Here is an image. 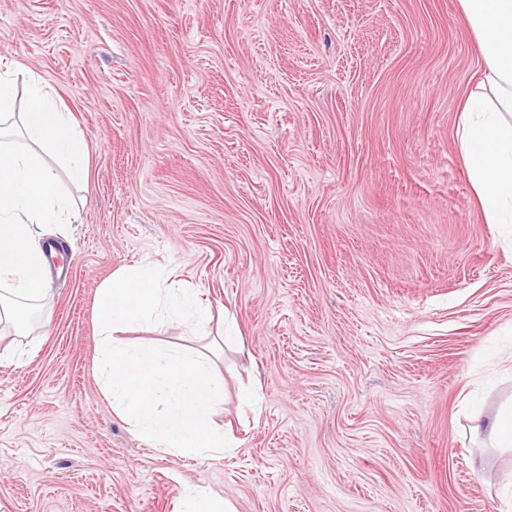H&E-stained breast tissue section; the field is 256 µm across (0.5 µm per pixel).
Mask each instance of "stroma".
Wrapping results in <instances>:
<instances>
[{
  "label": "stroma",
  "mask_w": 512,
  "mask_h": 512,
  "mask_svg": "<svg viewBox=\"0 0 512 512\" xmlns=\"http://www.w3.org/2000/svg\"><path fill=\"white\" fill-rule=\"evenodd\" d=\"M0 59L55 88L89 151L49 327L0 334V512H499L512 454V224L464 165L484 62L458 0H0ZM165 267L225 334L231 446H149L112 410L100 287ZM135 345L202 348L173 322ZM259 382L253 406L241 393ZM473 422V433L486 436L492 448L512 451V401L502 404L495 414L485 420L477 416ZM180 512H235L232 505L211 495L205 488L188 484L180 494Z\"/></svg>",
  "instance_id": "obj_1"
}]
</instances>
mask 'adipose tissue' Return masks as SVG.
<instances>
[{
  "mask_svg": "<svg viewBox=\"0 0 512 512\" xmlns=\"http://www.w3.org/2000/svg\"><path fill=\"white\" fill-rule=\"evenodd\" d=\"M485 63L480 83L464 99L459 140L489 223H512V0H459ZM28 82L24 109L14 85ZM71 182L88 175L87 143L73 115L32 73L0 70V324L27 332L21 302H42L52 263L38 227L78 219L56 170Z\"/></svg>",
  "mask_w": 512,
  "mask_h": 512,
  "instance_id": "ef3b65f1",
  "label": "adipose tissue"
}]
</instances>
